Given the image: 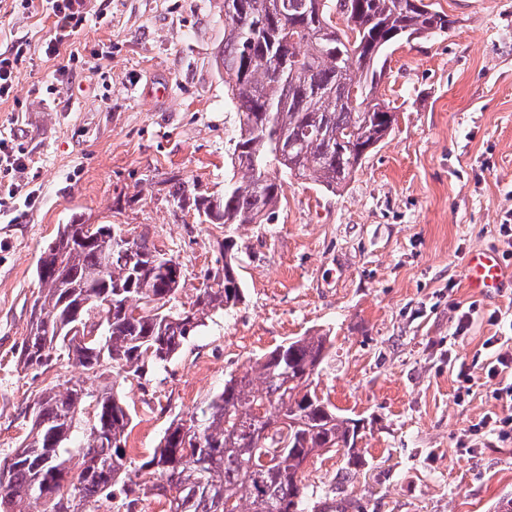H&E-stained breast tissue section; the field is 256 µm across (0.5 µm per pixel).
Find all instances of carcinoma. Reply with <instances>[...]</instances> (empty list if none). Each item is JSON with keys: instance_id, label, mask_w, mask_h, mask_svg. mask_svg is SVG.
Here are the masks:
<instances>
[{"instance_id": "cac0c4a2", "label": "carcinoma", "mask_w": 512, "mask_h": 512, "mask_svg": "<svg viewBox=\"0 0 512 512\" xmlns=\"http://www.w3.org/2000/svg\"><path fill=\"white\" fill-rule=\"evenodd\" d=\"M235 2L218 59L238 115L224 191L179 179L171 194L200 223L224 225L222 252L233 257L240 228L273 219L285 178L311 179L331 193L347 185L397 124L379 97L385 51L453 24L423 0H317L286 14L277 0H265L268 10L259 0ZM335 13L346 28L333 23ZM287 30L295 41L285 40ZM81 232L65 224L41 252L38 317L29 321L21 364L46 370L65 360L95 383L68 380L28 402V433L3 460L0 512H30L32 504L39 512H95L105 497L112 512H142L145 485L133 476L146 470L161 478L152 490L162 512H307L302 467L322 452L342 453L343 480L354 479L359 422L316 391L333 345L327 332L291 338L249 362L199 410L174 417L151 456L133 460L131 415L110 369L140 381L215 313L241 304L238 262L205 276L196 299L179 306L178 263L146 235L133 237L129 259L108 263ZM76 324L88 335L67 337Z\"/></svg>"}]
</instances>
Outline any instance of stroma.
I'll return each instance as SVG.
<instances>
[{"instance_id": "35a3bbf8", "label": "stroma", "mask_w": 512, "mask_h": 512, "mask_svg": "<svg viewBox=\"0 0 512 512\" xmlns=\"http://www.w3.org/2000/svg\"><path fill=\"white\" fill-rule=\"evenodd\" d=\"M447 33L388 52L380 88L397 125L330 193L289 180L276 216L236 235L245 301L217 314L145 384L119 386L132 416L128 454L156 448L170 419L194 411L228 375L295 336L329 331L332 357L317 393L362 424L356 477L341 454L303 468L310 503L345 499L348 512H494L512 497V440L477 431L507 415L497 383L475 361L490 337L512 334V279L490 296L465 286L476 249L506 255L499 226L512 213V0H436ZM70 53L43 50L54 18L0 0V49L24 45L0 136L26 160L12 180L33 208L0 207V459L28 428L20 412L44 387L82 378L60 363H18L35 270L59 225L119 224L148 234L179 263V301L216 269L220 224L177 210L171 182L219 193L238 120L216 65L224 0H83ZM477 304L466 336L458 307ZM502 315L490 323L491 313ZM474 359L458 383L449 355ZM470 436L472 453L458 446Z\"/></svg>"}]
</instances>
